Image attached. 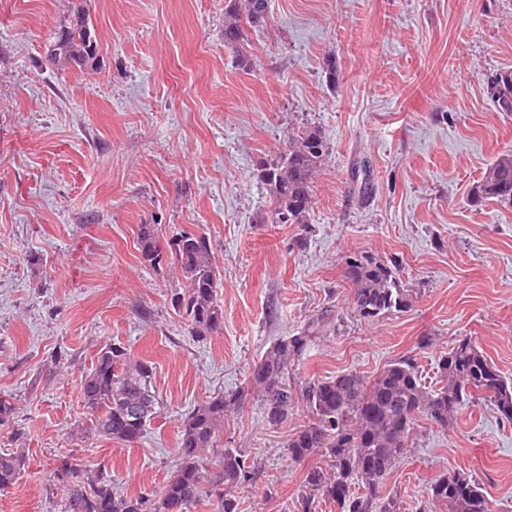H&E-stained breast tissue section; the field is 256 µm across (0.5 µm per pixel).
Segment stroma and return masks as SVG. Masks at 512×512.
I'll list each match as a JSON object with an SVG mask.
<instances>
[{"mask_svg": "<svg viewBox=\"0 0 512 512\" xmlns=\"http://www.w3.org/2000/svg\"><path fill=\"white\" fill-rule=\"evenodd\" d=\"M96 70L51 65L72 0H0V452L27 465L0 512H59L64 457L111 474L127 496L160 490L180 462L181 416L242 388L279 338L311 329L299 376L365 377L473 338L512 379V204L470 190L512 151V112L488 75L512 67V0H270L248 30V62L224 43V0H91ZM336 62L329 83L324 59ZM319 129L329 155L304 224H276L254 176L288 135ZM161 242L206 236L223 282L224 329L192 335L171 305L184 279L145 263ZM396 260L412 306L368 321L348 299L345 258ZM154 368L163 402L127 446L85 433L82 382L106 343ZM295 404L271 427L256 398L226 416L252 481L240 512H298L289 439ZM473 472L512 512V425L481 402L448 429L418 419L385 482L421 512L444 475ZM156 226L154 224L140 225L138 233V243L142 258L153 267L160 265L163 251Z\"/></svg>", "mask_w": 512, "mask_h": 512, "instance_id": "1", "label": "stroma"}]
</instances>
